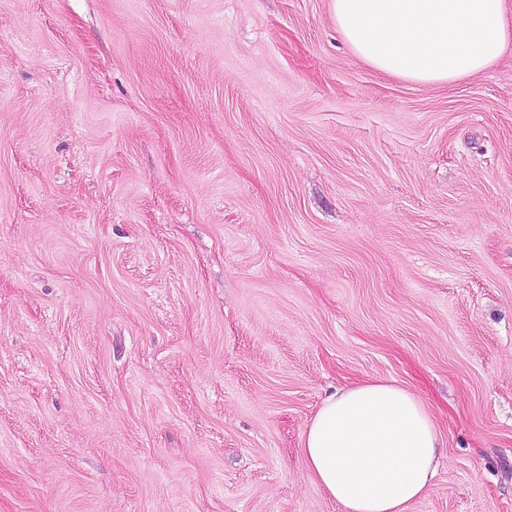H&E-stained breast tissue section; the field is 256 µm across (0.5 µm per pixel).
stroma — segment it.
I'll use <instances>...</instances> for the list:
<instances>
[{
    "label": "stroma",
    "instance_id": "stroma-1",
    "mask_svg": "<svg viewBox=\"0 0 512 512\" xmlns=\"http://www.w3.org/2000/svg\"><path fill=\"white\" fill-rule=\"evenodd\" d=\"M416 392L408 512H512V49L421 86L330 0H0V512H342L323 397Z\"/></svg>",
    "mask_w": 512,
    "mask_h": 512
}]
</instances>
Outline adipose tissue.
Listing matches in <instances>:
<instances>
[{"instance_id": "ef3b65f1", "label": "adipose tissue", "mask_w": 512, "mask_h": 512, "mask_svg": "<svg viewBox=\"0 0 512 512\" xmlns=\"http://www.w3.org/2000/svg\"><path fill=\"white\" fill-rule=\"evenodd\" d=\"M337 32L369 67L417 85L481 73L512 45V0H331ZM409 389L382 379L328 395L301 439L307 473L343 512H407L442 454Z\"/></svg>"}]
</instances>
